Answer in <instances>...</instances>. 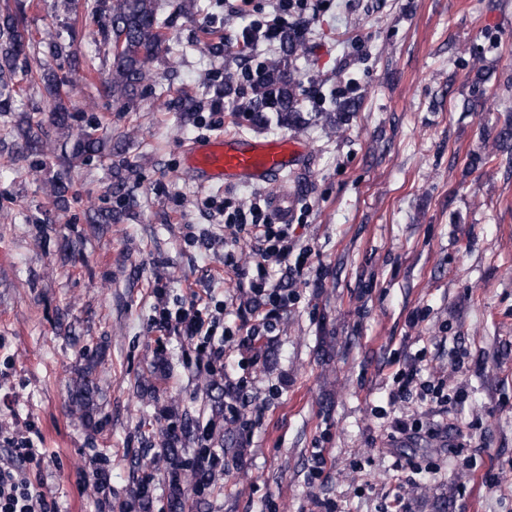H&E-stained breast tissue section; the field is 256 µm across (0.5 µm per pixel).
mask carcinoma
Returning <instances> with one entry per match:
<instances>
[{
    "mask_svg": "<svg viewBox=\"0 0 512 512\" xmlns=\"http://www.w3.org/2000/svg\"><path fill=\"white\" fill-rule=\"evenodd\" d=\"M157 0H111L109 4L94 0L91 10L103 12V42L111 55L112 68L110 80L103 86L104 96L115 102L128 103L151 81L150 63L159 53L166 50L162 29L166 20L158 13ZM279 40L283 49V59L268 65L261 75L251 96L244 103L243 110L262 120L273 114L280 122L291 121L303 124L299 99L294 82L287 78L282 65L288 59H298L303 54L302 36L294 26L281 29ZM44 44L51 54L71 57L74 75L80 74L77 52L71 45L58 41V35L45 32L40 40H35L19 14L9 10L0 12V84L5 86L23 80L28 85H43L51 100L52 123L64 128L70 120L68 101L72 87L71 80L57 75L45 68L21 69L18 61L27 58L34 46ZM19 149L23 153H40L47 147L42 123L23 118L17 124ZM104 144L98 135V126L87 125L78 130L73 145L72 156L99 153ZM70 344L78 348L79 363L74 377L67 386L65 405L68 415L79 420L87 436V443L95 448L99 436L108 424L104 412L103 393L99 385L98 367L106 357L108 343L104 340L93 346L80 344V337H68ZM166 368L153 366L149 374L139 377L135 382L139 397L156 404L160 403V390L157 382L165 377ZM211 396V427L215 428L224 418V385L217 378L207 381ZM185 443L174 431H166L160 441V454L174 467L167 471L171 491L169 512H187L190 508L189 476L178 466L181 462L182 448Z\"/></svg>",
    "mask_w": 512,
    "mask_h": 512,
    "instance_id": "carcinoma-1",
    "label": "carcinoma"
}]
</instances>
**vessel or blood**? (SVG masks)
I'll return each mask as SVG.
<instances>
[{"label":"vessel or blood","instance_id":"1","mask_svg":"<svg viewBox=\"0 0 512 512\" xmlns=\"http://www.w3.org/2000/svg\"><path fill=\"white\" fill-rule=\"evenodd\" d=\"M308 153V145L295 138L225 134L186 146L183 164L203 185L273 186Z\"/></svg>","mask_w":512,"mask_h":512}]
</instances>
